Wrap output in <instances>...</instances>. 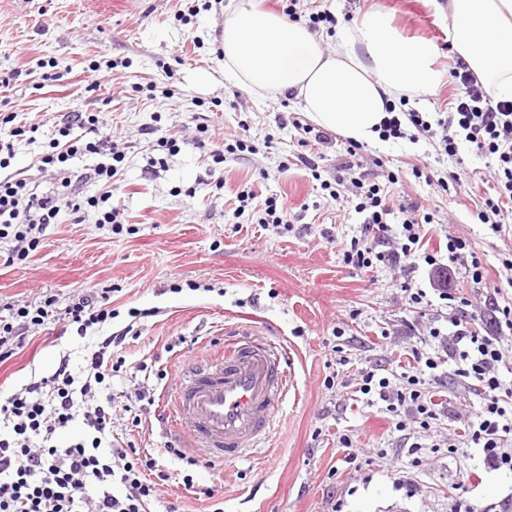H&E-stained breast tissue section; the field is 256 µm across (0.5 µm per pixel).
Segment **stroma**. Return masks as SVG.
Segmentation results:
<instances>
[{
	"mask_svg": "<svg viewBox=\"0 0 512 512\" xmlns=\"http://www.w3.org/2000/svg\"><path fill=\"white\" fill-rule=\"evenodd\" d=\"M204 2L0 0V76L10 79L0 90V106L39 127L33 139L17 141L12 170L28 168L55 136V116L81 99L89 111H102L117 143L130 146L114 202L134 228L116 235L95 224L71 223L63 212L25 264L0 265V306L34 303L45 295L56 300L55 321L34 330L26 346L0 364V393L49 375L63 352L80 362L92 341L62 335L65 308L89 291L107 289L119 312L112 329L131 323L129 308L156 309V316L135 322L139 336L124 355L129 363L167 372L161 381L136 372L115 381V389L144 382L153 396H161L183 364L209 357L222 332L246 323L287 342L292 355V387L271 446L237 462L186 468L167 453L180 437L166 420L135 428L115 419L120 438L170 469L172 478L159 494L182 512H211L217 501L224 512H452L459 503L471 512H503L512 504V472L485 470L475 449L449 451L454 423L429 432L412 423L401 433L380 407L351 398L357 368L406 370L407 350L419 345V332L429 323L443 324L464 312L490 320V295L512 304V270L506 265L512 259V204L501 232L479 218L493 188L491 157L466 141L450 157L434 138L377 139L362 149L361 174L385 184L391 203L431 214L428 249L450 236L465 237L469 245L454 262L457 300L409 307L401 284L427 287L426 268L399 282L382 265L361 273L344 264L341 248L360 236L363 218L347 186H340L336 199L320 188L321 181L332 183L340 175L339 142L300 147L309 122L300 101L289 99L283 107L277 94L261 95L225 79L224 62L216 56L224 8ZM193 3L199 12L181 22ZM315 6L335 14L341 29L380 11L403 35L433 43L441 81L431 93L410 98L409 106L448 110L454 83L447 10L434 0H300L297 10L304 15ZM198 39L203 48H195ZM113 59L120 67L105 69ZM47 61L54 63L57 80L45 79ZM93 62L100 63L99 72L90 71ZM151 86L158 91L153 99L146 94ZM167 89L173 97H164ZM196 100L202 108H193ZM214 100L222 101L220 111L209 110ZM284 112L298 117L300 127L278 129ZM193 114L209 127L202 149L187 143L195 134L187 126ZM243 122L248 132H241ZM152 124L159 136L176 140L177 154L154 149L141 135ZM240 135L255 145V153L230 155L214 165L211 150ZM302 151L318 164L320 179L297 164ZM153 157L164 159V166L149 167ZM391 174L396 183H388ZM219 179L220 190L214 187ZM247 190L261 200L283 199L293 231L280 235L235 224L237 197ZM474 257L485 267L480 284L463 273ZM337 327L344 336H334ZM343 355L349 365L339 364ZM329 376L335 379L331 388L324 383ZM342 434L351 436L352 449L340 447ZM410 440L423 446L416 468L405 447ZM349 453L356 465L345 463ZM186 470L194 477L189 489L181 478ZM399 472L405 475L400 483Z\"/></svg>",
	"mask_w": 512,
	"mask_h": 512,
	"instance_id": "obj_1",
	"label": "stroma"
}]
</instances>
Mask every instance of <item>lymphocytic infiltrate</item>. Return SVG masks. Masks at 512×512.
<instances>
[{
	"mask_svg": "<svg viewBox=\"0 0 512 512\" xmlns=\"http://www.w3.org/2000/svg\"><path fill=\"white\" fill-rule=\"evenodd\" d=\"M450 75L455 94L440 122L444 151L455 156L462 137L494 156L497 196L486 199L480 219L498 233L503 229L501 206L512 201V100L494 99L463 61L455 62ZM15 119V113H0V265L25 261L63 212L73 223L92 220L122 232L127 219L111 199L126 154L111 126L79 103L62 114L57 138L34 161L38 173L61 176L62 192L47 195L37 193L30 176L8 170L15 143L26 133ZM81 155L97 161L72 170L70 160ZM89 183L99 185L98 194H85ZM355 209L364 216V232L344 249L346 265L361 272L381 263L402 272L426 266L437 273L440 299L450 300L454 273L449 262L466 249L465 241L449 238L444 260L423 250L415 217L404 218L397 229L389 224L393 210L379 183L367 185ZM54 306L50 296L34 304H6L0 315V362L23 347L30 332L52 320ZM493 312L488 328L465 316L451 318L444 329L430 327L422 346L410 349L408 370L364 371L357 391L367 405H382L395 430L415 422L427 432L445 418L461 421L459 413L435 402L432 388L450 374L464 379L481 401L475 420L463 421L467 447L478 449L489 468L512 471V380L503 375L512 368V352L502 339L503 331H512V306L497 305ZM127 314L130 324L111 331L118 311L109 296H81L65 311L77 336L95 335L81 364L60 356L50 375L0 398V512H151L157 503L163 512H181L177 504L157 500L159 486L170 479L166 466L112 433V384L127 370L117 350L133 333L134 321L152 312L132 307ZM75 424L80 436L61 441L60 433Z\"/></svg>",
	"mask_w": 512,
	"mask_h": 512,
	"instance_id": "1",
	"label": "lymphocytic infiltrate"
}]
</instances>
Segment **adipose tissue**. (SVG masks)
Here are the masks:
<instances>
[{
	"label": "adipose tissue",
	"instance_id": "obj_1",
	"mask_svg": "<svg viewBox=\"0 0 512 512\" xmlns=\"http://www.w3.org/2000/svg\"><path fill=\"white\" fill-rule=\"evenodd\" d=\"M220 42L226 78L257 93L293 92L314 124L362 143L377 137L387 101L440 80L432 44L402 37L377 11L328 51L303 23L257 0H229ZM448 42L496 96L512 98V0H448Z\"/></svg>",
	"mask_w": 512,
	"mask_h": 512
}]
</instances>
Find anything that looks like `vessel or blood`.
<instances>
[{"instance_id": "1", "label": "vessel or blood", "mask_w": 512, "mask_h": 512, "mask_svg": "<svg viewBox=\"0 0 512 512\" xmlns=\"http://www.w3.org/2000/svg\"><path fill=\"white\" fill-rule=\"evenodd\" d=\"M288 360L286 345L239 330L222 350L184 369L162 404L206 462H236L269 442L288 397Z\"/></svg>"}]
</instances>
